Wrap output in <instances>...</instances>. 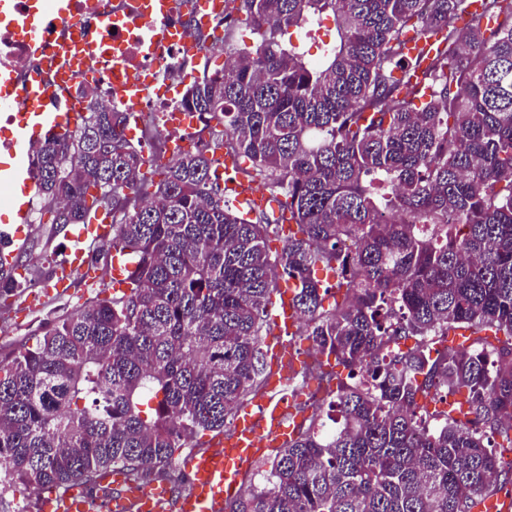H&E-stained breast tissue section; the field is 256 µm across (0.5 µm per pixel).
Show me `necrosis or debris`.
Masks as SVG:
<instances>
[{
  "label": "necrosis or debris",
  "instance_id": "4bbe7bcc",
  "mask_svg": "<svg viewBox=\"0 0 512 512\" xmlns=\"http://www.w3.org/2000/svg\"><path fill=\"white\" fill-rule=\"evenodd\" d=\"M123 0H68L65 19H57L48 0H12L10 14L0 20V70L13 74L18 85L46 72L45 60L59 56V70L66 77L54 88V95L69 103L73 112L84 113L89 94L126 112L127 120L139 134L160 129L163 114L183 112V97L177 78L200 77L203 57L224 48V16H210L212 39L157 49L146 46L138 31L135 13H124ZM31 26L46 32L43 53H35L26 37ZM95 39L98 56L74 63L75 43ZM143 83L145 94L130 105L122 97L126 83Z\"/></svg>",
  "mask_w": 512,
  "mask_h": 512
}]
</instances>
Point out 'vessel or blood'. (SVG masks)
<instances>
[{"instance_id": "b4317fda", "label": "vessel or blood", "mask_w": 512, "mask_h": 512, "mask_svg": "<svg viewBox=\"0 0 512 512\" xmlns=\"http://www.w3.org/2000/svg\"><path fill=\"white\" fill-rule=\"evenodd\" d=\"M170 5L171 0H154L143 9L138 27L145 38L153 41L169 38L168 29L162 28L161 23ZM0 110L18 111L20 118L11 148L13 162L0 168V183L21 187L20 195L13 202L16 224L12 235L13 241L21 242L26 238L30 212L31 183L25 164L28 144L44 132L62 135L71 131L76 125V115L55 100L46 85L29 86L21 91L13 78L2 76ZM109 231L110 217L100 210L88 223L75 225L73 236L83 241L102 239ZM86 263L82 250L70 252L56 275L57 292H66L71 271ZM273 321L279 334L275 350L277 354H287L292 349L287 337L294 333L296 326L292 291L283 292ZM288 416L287 402L270 396L242 409L232 432L221 440L218 448L190 453L180 461L181 470L190 476L188 489L180 495H173L168 482L163 480L141 484L120 473H107L100 478L102 489L108 492L106 502H99L78 483L61 493L48 491L44 498L47 512H95L100 505L105 506L107 512H224L226 503L239 492L245 464L287 442Z\"/></svg>"}]
</instances>
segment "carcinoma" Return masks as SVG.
I'll return each mask as SVG.
<instances>
[{"label":"carcinoma","mask_w":512,"mask_h":512,"mask_svg":"<svg viewBox=\"0 0 512 512\" xmlns=\"http://www.w3.org/2000/svg\"><path fill=\"white\" fill-rule=\"evenodd\" d=\"M472 2L224 0V69L184 105L248 185L284 196L300 238L224 197L205 151L145 158L96 96L31 146L53 223L106 211L132 266L126 291L51 313L0 362L3 490H93L111 469L148 483L223 432L263 388L283 276L305 335L347 369H316L337 417L313 415L226 510L480 512L497 495L512 465L484 440L512 450V0H481L463 31ZM239 13L251 45L233 41ZM420 38L429 59L406 51ZM145 165L162 168L151 193ZM319 269L342 290L331 308ZM38 282L0 270V296Z\"/></svg>","instance_id":"obj_1"}]
</instances>
